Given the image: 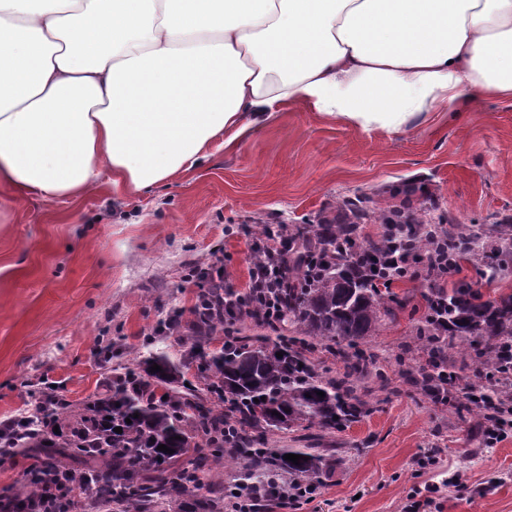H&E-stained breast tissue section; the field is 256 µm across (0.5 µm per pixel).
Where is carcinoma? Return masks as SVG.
Here are the masks:
<instances>
[{"label": "carcinoma", "mask_w": 512, "mask_h": 512, "mask_svg": "<svg viewBox=\"0 0 512 512\" xmlns=\"http://www.w3.org/2000/svg\"><path fill=\"white\" fill-rule=\"evenodd\" d=\"M372 204L367 194L348 198L336 222L308 225L303 235L308 247L295 250L277 291L295 334L251 337L233 325L234 344L211 348L224 334V300L214 288L194 314L184 354L200 384L186 385L180 364L157 345L156 337L179 329L177 322L160 320L134 359H120L116 341L101 350L113 377L81 403L66 402L53 386L33 385L31 410L15 419V429L3 438V447L38 463L27 485L61 470L92 493L90 503L65 500L66 512H110L114 505L120 512H158L165 503L195 495L226 450L244 481L286 473L306 488L329 473L332 449L308 443L278 448L274 436L294 427L332 433L369 412L368 391L359 388L356 375L377 363L360 345L396 316L390 286L399 270L391 267L388 254L419 255L430 247V239L419 236L417 220L399 208L377 215ZM373 218L384 224L385 234L380 242L365 243L360 226ZM433 233L446 241L448 259H481L490 280L512 274V224L463 230L450 220L433 225ZM432 292L443 319L431 320L422 331L432 336L448 326V341H439L434 354L481 341L474 367L481 376L486 362L497 359L495 343L512 336V293L484 300L468 286ZM322 343L338 347L346 362L342 375L315 369L310 354ZM155 364L160 370L153 372ZM58 422L64 425L60 434L54 432ZM161 444L173 452L158 450ZM286 454L307 460L296 465L283 459ZM63 456L78 458L80 465H64ZM209 493L195 500V512H224V491Z\"/></svg>", "instance_id": "1"}]
</instances>
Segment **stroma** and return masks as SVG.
<instances>
[{
  "instance_id": "1",
  "label": "stroma",
  "mask_w": 512,
  "mask_h": 512,
  "mask_svg": "<svg viewBox=\"0 0 512 512\" xmlns=\"http://www.w3.org/2000/svg\"><path fill=\"white\" fill-rule=\"evenodd\" d=\"M410 181L414 213L446 215L461 228L512 217V101L482 99L459 114L431 113L389 133L362 130L299 104L279 110L233 150H212L200 166L140 194L110 178L83 197L23 199L0 183V420L27 409L24 379L48 381L73 403L105 377L103 339L138 352L161 313L189 309L194 270L222 263L245 285L252 241L244 224L316 223L342 200ZM395 321L369 346L386 381L367 377L373 410L325 435L342 455L298 512H401L430 487L431 512H512V433L486 444L469 411L421 392L397 358L426 361L418 335L427 283H393ZM442 451L420 468L425 449Z\"/></svg>"
}]
</instances>
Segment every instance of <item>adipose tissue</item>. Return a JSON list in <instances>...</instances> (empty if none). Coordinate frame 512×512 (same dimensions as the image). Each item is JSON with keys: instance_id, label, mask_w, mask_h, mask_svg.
<instances>
[{"instance_id": "ef3b65f1", "label": "adipose tissue", "mask_w": 512, "mask_h": 512, "mask_svg": "<svg viewBox=\"0 0 512 512\" xmlns=\"http://www.w3.org/2000/svg\"><path fill=\"white\" fill-rule=\"evenodd\" d=\"M512 100V0H0V182L139 193L304 103L400 132Z\"/></svg>"}]
</instances>
